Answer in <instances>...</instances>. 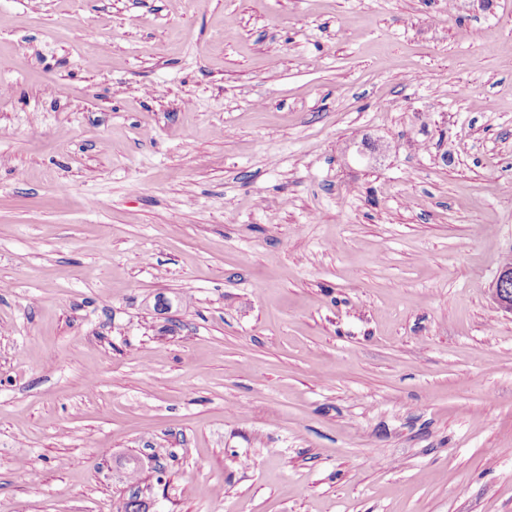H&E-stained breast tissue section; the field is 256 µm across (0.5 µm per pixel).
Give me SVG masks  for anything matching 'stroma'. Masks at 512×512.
<instances>
[{
    "label": "stroma",
    "mask_w": 512,
    "mask_h": 512,
    "mask_svg": "<svg viewBox=\"0 0 512 512\" xmlns=\"http://www.w3.org/2000/svg\"><path fill=\"white\" fill-rule=\"evenodd\" d=\"M1 86L0 512H512V0H0ZM512 283V265L502 266L494 283V291L500 307L512 312V290L508 284Z\"/></svg>",
    "instance_id": "1"
}]
</instances>
